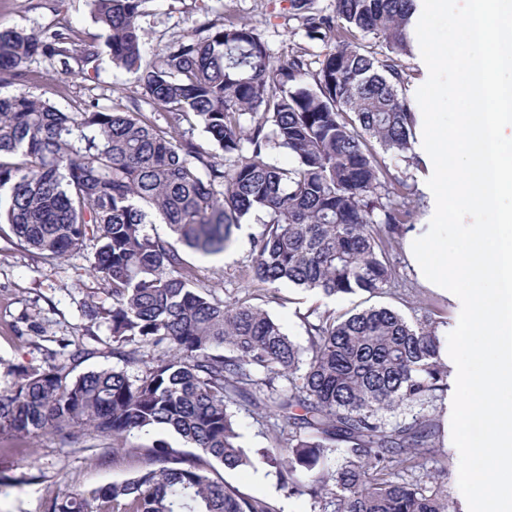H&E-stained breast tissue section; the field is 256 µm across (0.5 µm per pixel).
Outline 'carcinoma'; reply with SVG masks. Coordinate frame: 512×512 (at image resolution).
<instances>
[{
  "label": "carcinoma",
  "instance_id": "1",
  "mask_svg": "<svg viewBox=\"0 0 512 512\" xmlns=\"http://www.w3.org/2000/svg\"><path fill=\"white\" fill-rule=\"evenodd\" d=\"M112 63L174 123H196L210 153L157 126L137 103L84 101L64 112L24 89L36 57L97 69L98 44L70 24L0 29V224L47 260L93 243L94 273L112 305L91 306L123 368L70 376L98 353L68 343L60 360L19 372L0 393V431L69 428L114 441L165 428L201 454L157 443L135 477L89 495L51 498L46 512H282L211 477L265 465L310 512H451L448 456L428 410L447 388L441 331L430 307L336 314L311 309L301 347L263 308L204 288L179 245L219 254L251 216L250 272L324 299L383 294L409 184L375 147L415 160L407 97L415 0H292L328 51L273 58L246 23L199 24L156 61L144 57V0H89ZM284 152L280 166L271 156ZM167 224L173 241L146 231ZM263 408L271 446L238 443L240 411ZM409 410L394 422L386 414ZM436 467L425 475L429 462Z\"/></svg>",
  "mask_w": 512,
  "mask_h": 512
}]
</instances>
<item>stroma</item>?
Instances as JSON below:
<instances>
[{"label": "stroma", "instance_id": "stroma-1", "mask_svg": "<svg viewBox=\"0 0 512 512\" xmlns=\"http://www.w3.org/2000/svg\"><path fill=\"white\" fill-rule=\"evenodd\" d=\"M228 17L250 23L272 57L304 51L315 58L326 50L321 41L307 37L289 0H145L140 25L146 60L162 56L184 40L192 20L218 23ZM63 20L104 43L88 0H64L60 7L54 0H0V29L40 31ZM28 68L32 74L28 91L36 96L52 92L53 102L63 110L86 99L108 106L117 99L140 95L133 75L113 67L106 52L100 55L97 72L89 75L80 73L77 64L65 68L43 57L32 60ZM259 230L257 220H248L235 230L223 253L203 255L187 249L183 256L195 269L200 287L227 301L240 299L264 308L299 345L307 343L304 316L315 307L340 314L378 305L402 311L407 301L429 299L450 324L458 322L456 304L417 280L401 246L391 256L395 277L384 295L359 293L327 300L286 283L270 285L244 276L252 261L251 238ZM93 254L89 246L65 259L49 261L16 239L0 237V392L14 388L20 370L48 361L66 343L89 333L108 338L105 323L88 324L83 315L85 306L106 299L103 284L91 267ZM157 440L174 448L181 445L176 434L158 428L131 435L125 451L104 461L100 455L105 443L98 438L75 441L56 433L40 437L0 433V512H45L47 499L63 500L78 491L132 478L144 466L140 449ZM223 478L241 490L274 500L282 512H309L305 498L283 495L270 468L227 471Z\"/></svg>", "mask_w": 512, "mask_h": 512}]
</instances>
